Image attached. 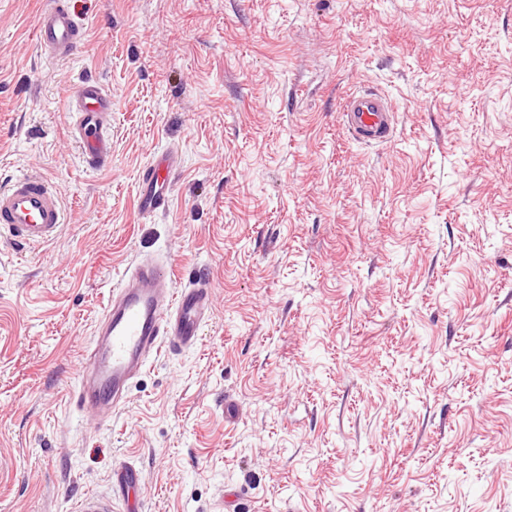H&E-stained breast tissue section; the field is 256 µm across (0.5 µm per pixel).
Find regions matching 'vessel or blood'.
Masks as SVG:
<instances>
[{"label": "vessel or blood", "mask_w": 512, "mask_h": 512, "mask_svg": "<svg viewBox=\"0 0 512 512\" xmlns=\"http://www.w3.org/2000/svg\"><path fill=\"white\" fill-rule=\"evenodd\" d=\"M37 42L53 58L74 55L85 42L79 15L62 0H46L35 19ZM72 129L89 169L102 170L111 161L105 118L112 111V96L98 80L87 77L70 102ZM342 118L357 141L386 142L394 128L391 102L374 91L351 95ZM176 168L174 153L158 156L143 167L139 177L137 209L153 214L169 206L170 179ZM64 213L55 188L48 182L17 175L0 188V225L13 244L26 248L57 237ZM211 305L209 284L197 278L193 287L175 289L171 268L164 263L138 262L112 291L99 332L101 338L90 358L91 382H80L74 394L77 407L109 415L126 401L129 382L138 376L148 355L160 347L183 349L196 344ZM138 484L135 470L117 467L112 489L128 498Z\"/></svg>", "instance_id": "vessel-or-blood-1"}]
</instances>
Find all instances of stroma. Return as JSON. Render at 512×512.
<instances>
[{
    "instance_id": "obj_1",
    "label": "stroma",
    "mask_w": 512,
    "mask_h": 512,
    "mask_svg": "<svg viewBox=\"0 0 512 512\" xmlns=\"http://www.w3.org/2000/svg\"><path fill=\"white\" fill-rule=\"evenodd\" d=\"M0 0V184H55L50 244L0 237V512H512V0ZM112 95V157L67 105ZM384 93L392 137L340 114ZM177 152L169 209L139 173ZM208 277L196 347L161 350L102 423L72 400L126 270ZM61 2L47 1L35 19L38 45L52 58H68L85 42L81 18ZM70 111L74 112L72 129L81 143L87 167L107 168L111 161V144L105 118L112 111V95L98 80L84 78L71 99ZM342 118L352 137L369 145L386 142L394 128L391 102L375 91L351 95L344 106ZM138 476L135 470L125 466H119L113 471L112 491L116 492L123 501H129V494L138 484Z\"/></svg>"
}]
</instances>
